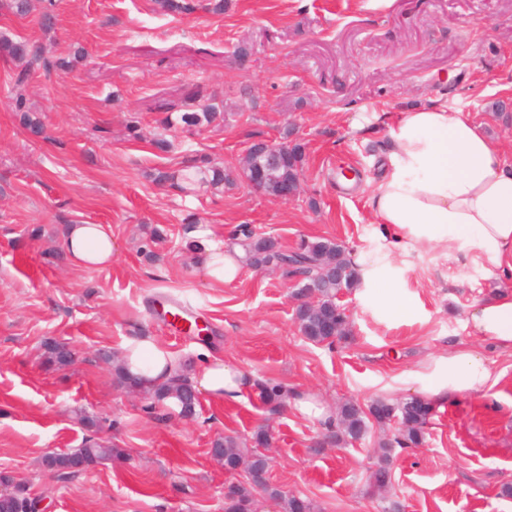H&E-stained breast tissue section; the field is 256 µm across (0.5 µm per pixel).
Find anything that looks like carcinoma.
<instances>
[{
	"instance_id": "cac0c4a2",
	"label": "carcinoma",
	"mask_w": 512,
	"mask_h": 512,
	"mask_svg": "<svg viewBox=\"0 0 512 512\" xmlns=\"http://www.w3.org/2000/svg\"><path fill=\"white\" fill-rule=\"evenodd\" d=\"M32 0H0V14L25 16L30 12ZM159 9L166 14H184L195 10L193 0H155ZM0 61L15 64L12 77L14 111L20 114L22 125L33 135L43 133L40 119L31 116L28 107L27 87L31 76L39 69L67 71L72 61L52 60L45 55L41 44L26 39L13 40L0 37ZM165 116L159 120L163 130L181 127L188 131L195 128H208L224 120V105L216 97L205 95L197 89L189 93L184 104L168 103L164 106ZM264 143H253L251 158L253 168L263 170L261 190L275 197L283 198L285 193L299 190L303 162V148L300 144H271L269 151L262 154ZM227 180L224 169L212 164L205 156H194L185 160L176 170H157L153 181L168 186L181 193H194L201 188L217 189ZM237 237L244 250L245 264L256 268H277L287 275H301L313 283L318 291L317 302L304 307L299 315V329L304 337L316 344L331 345L350 335L349 317L338 303V295L344 289L352 290L358 283V271L351 261L346 247L328 238L307 239L292 250H272L264 236H258L247 224L240 225ZM329 319L340 325V334L327 336L323 326ZM115 380L119 387L128 389L136 385L138 391L154 401H172L180 404L185 412L196 415L198 403L190 402L189 395L193 384L185 373V365L180 363L175 374L160 385H146L141 379L124 372L120 364L114 366ZM258 396L262 403L274 410L289 397L288 388L279 383L257 384ZM432 414V406L419 396L393 402L378 399L363 408L355 402L342 404L336 413V435L348 442L362 441L370 426L382 428L396 427L391 438L381 443V454L377 468L373 472V487L384 492L391 484V466L395 448H412L423 444L425 428ZM269 432L265 428L256 430L251 439L238 436H219L216 446L224 449V465L234 471L241 461L248 460L253 471L260 476L269 467L268 459L260 452L267 447ZM72 453L85 457L92 466L109 460L120 450L108 441L89 439ZM265 495L281 508V512H314L315 505L300 495H289L271 482L251 480L234 486L230 495L224 496V512H251L257 495Z\"/></svg>"
}]
</instances>
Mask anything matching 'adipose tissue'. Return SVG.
Returning <instances> with one entry per match:
<instances>
[{
    "instance_id": "adipose-tissue-1",
    "label": "adipose tissue",
    "mask_w": 512,
    "mask_h": 512,
    "mask_svg": "<svg viewBox=\"0 0 512 512\" xmlns=\"http://www.w3.org/2000/svg\"><path fill=\"white\" fill-rule=\"evenodd\" d=\"M383 173L369 206L392 251L433 245L449 253H474L495 277L512 284V164L500 145L465 112L429 102L400 113L388 132ZM64 249L79 268L104 269L112 263L115 242L104 224L69 225ZM241 250L229 241L202 246L195 260L219 283L234 282L241 272ZM356 298L399 323L420 318L416 293L405 288L390 262H358ZM470 323L475 335L512 348V293L501 292L478 304ZM126 370L153 383L167 381L175 360L150 338L122 347ZM491 373L476 350L461 347L433 363L420 393L443 403L459 395H477ZM197 388L212 399L235 403L256 387L252 374L232 361L215 360L195 377Z\"/></svg>"
}]
</instances>
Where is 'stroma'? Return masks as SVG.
Here are the masks:
<instances>
[{"label":"stroma","instance_id":"stroma-1","mask_svg":"<svg viewBox=\"0 0 512 512\" xmlns=\"http://www.w3.org/2000/svg\"><path fill=\"white\" fill-rule=\"evenodd\" d=\"M0 16V34L42 44L51 59L85 57L70 72L39 73L29 107L33 137L11 108L14 67L0 62V477L43 512H224L235 482L208 454L224 434L269 426L270 480L319 512H379L369 476L384 433L336 445L317 421L257 395L238 403L201 396L196 418L117 387L112 363L126 340L151 337L196 372L207 357L237 362L257 381L317 392L330 405L418 395L434 357L472 346L491 372L487 390L438 407L424 445L396 449L392 500L402 512H512V352L473 336L469 318L498 282L468 252L418 247L395 254L419 294V322L396 325L353 292L338 301L352 334L314 344L299 332L288 279L242 267L229 284L197 268L191 243L241 224L293 250L301 240L342 242L353 258L386 253L367 198L380 172L387 116L430 100L468 112L512 158V0H227L165 15L154 0H55ZM247 44L238 63L233 52ZM201 84L224 102V123L150 139L161 107ZM506 113L496 116L494 102ZM301 144L297 196L280 200L238 174L251 142ZM205 154L223 164L222 189L182 195L153 181ZM356 175L344 188L342 175ZM106 224L117 249L106 270L62 258L68 225ZM164 232L147 258L146 227ZM190 308L206 336L179 332L170 302ZM68 343L58 367L46 346ZM111 441L120 456L70 478L48 470L52 450Z\"/></svg>","mask_w":512,"mask_h":512}]
</instances>
